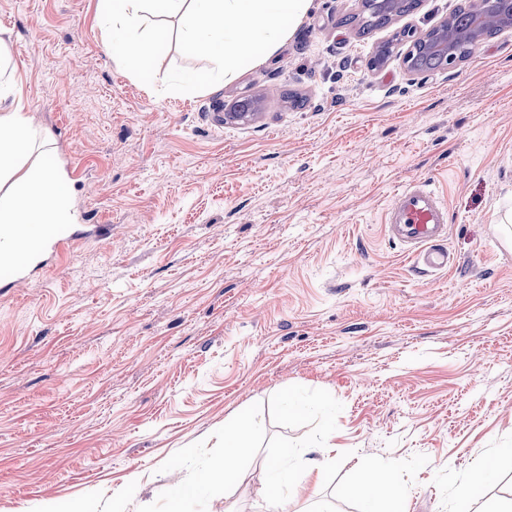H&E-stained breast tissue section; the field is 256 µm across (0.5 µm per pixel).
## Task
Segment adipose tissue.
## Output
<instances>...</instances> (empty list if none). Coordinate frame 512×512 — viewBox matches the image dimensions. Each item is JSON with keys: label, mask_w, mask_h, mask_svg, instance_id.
Segmentation results:
<instances>
[{"label": "adipose tissue", "mask_w": 512, "mask_h": 512, "mask_svg": "<svg viewBox=\"0 0 512 512\" xmlns=\"http://www.w3.org/2000/svg\"><path fill=\"white\" fill-rule=\"evenodd\" d=\"M34 142L16 70L0 56V226L76 223L73 181L55 161L35 155ZM262 426V420L245 409L225 418L224 460L203 474V482L227 490L241 485L248 476L242 460ZM294 454L293 448H282L270 465L274 478L261 488L272 512H279L299 482L318 479L314 468L294 467ZM353 492L363 504L361 512H407L406 496L392 471L363 469Z\"/></svg>", "instance_id": "adipose-tissue-1"}]
</instances>
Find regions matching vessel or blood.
Wrapping results in <instances>:
<instances>
[{"label":"vessel or blood","instance_id":"vessel-or-blood-1","mask_svg":"<svg viewBox=\"0 0 512 512\" xmlns=\"http://www.w3.org/2000/svg\"><path fill=\"white\" fill-rule=\"evenodd\" d=\"M386 236L418 272L436 276L458 263L457 255L448 246V207L429 181H418L397 190L386 210ZM25 234L41 235L46 245L65 248L77 240L71 226L42 231L34 224L21 225Z\"/></svg>","mask_w":512,"mask_h":512}]
</instances>
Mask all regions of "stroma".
I'll use <instances>...</instances> for the list:
<instances>
[{"label": "stroma", "instance_id": "1", "mask_svg": "<svg viewBox=\"0 0 512 512\" xmlns=\"http://www.w3.org/2000/svg\"><path fill=\"white\" fill-rule=\"evenodd\" d=\"M97 2L0 0L35 149L73 177L89 231L0 288V512H112L116 495L126 512H270L269 462L319 422L336 458L292 512H358L363 465L401 474L408 512H452L489 456L478 512L511 499L512 33L415 76L396 33L466 0H420L365 34L341 23L361 0H311L258 64L170 93L173 67L208 61L170 48L142 83L105 48ZM246 97L252 120L214 125ZM419 180L446 198L458 257L436 277L382 228ZM242 408L264 429L227 494L197 476ZM492 475V465L486 460H482L468 471L465 480L454 492L456 506L459 508L457 511L468 512V502L471 503L476 494L490 484Z\"/></svg>", "mask_w": 512, "mask_h": 512}]
</instances>
